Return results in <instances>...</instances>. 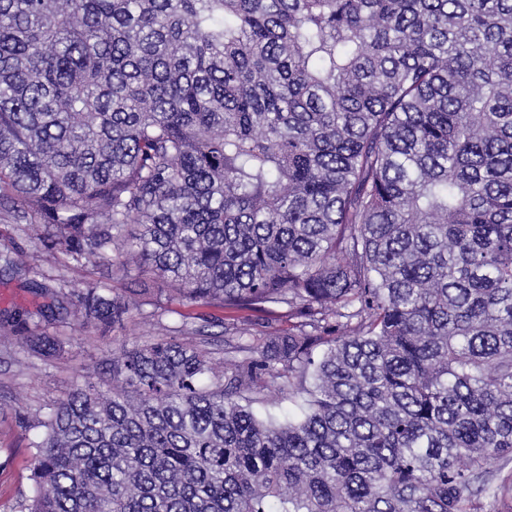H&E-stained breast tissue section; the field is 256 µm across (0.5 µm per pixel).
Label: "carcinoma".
<instances>
[{
  "instance_id": "cac0c4a2",
  "label": "carcinoma",
  "mask_w": 512,
  "mask_h": 512,
  "mask_svg": "<svg viewBox=\"0 0 512 512\" xmlns=\"http://www.w3.org/2000/svg\"><path fill=\"white\" fill-rule=\"evenodd\" d=\"M1 206L42 229L0 271L49 303L0 345L241 313L227 370L184 323L19 421L22 512L512 496V0H0ZM270 387L296 411L261 417Z\"/></svg>"
}]
</instances>
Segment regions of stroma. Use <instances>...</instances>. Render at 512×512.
Here are the masks:
<instances>
[{
    "label": "stroma",
    "mask_w": 512,
    "mask_h": 512,
    "mask_svg": "<svg viewBox=\"0 0 512 512\" xmlns=\"http://www.w3.org/2000/svg\"><path fill=\"white\" fill-rule=\"evenodd\" d=\"M229 316V310L213 305L177 304L162 323L136 319L120 337L132 344L185 321L204 323L212 335L216 359L228 364L235 359L222 336ZM54 334L58 351L53 359L38 356L24 342L0 349V512H21L32 484L33 451L22 437L19 417L64 398L86 368L99 367L112 357L111 336L82 333L68 326L55 328Z\"/></svg>",
    "instance_id": "obj_1"
}]
</instances>
